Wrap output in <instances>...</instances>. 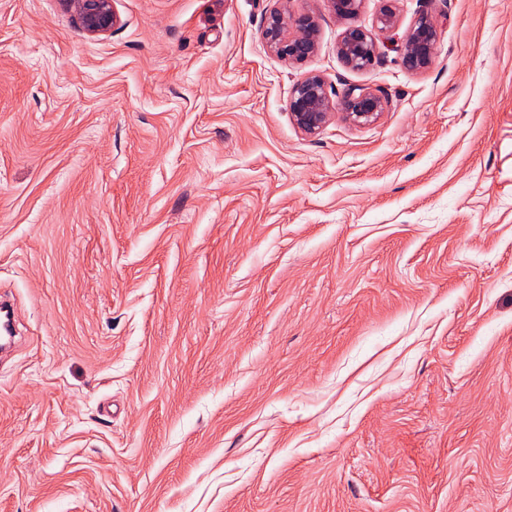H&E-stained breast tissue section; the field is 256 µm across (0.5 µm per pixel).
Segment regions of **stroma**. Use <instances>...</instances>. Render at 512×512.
<instances>
[{
  "label": "stroma",
  "instance_id": "35a3bbf8",
  "mask_svg": "<svg viewBox=\"0 0 512 512\" xmlns=\"http://www.w3.org/2000/svg\"><path fill=\"white\" fill-rule=\"evenodd\" d=\"M113 6L0 0V512H512V0H395L420 74ZM308 73L390 104L306 135ZM63 2L76 12L82 30L88 35L104 34L118 23L112 0H63ZM438 23L428 14L420 15L408 28L398 46L405 68L411 72L429 69L437 56Z\"/></svg>",
  "mask_w": 512,
  "mask_h": 512
}]
</instances>
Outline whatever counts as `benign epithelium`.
<instances>
[{
    "instance_id": "obj_1",
    "label": "benign epithelium",
    "mask_w": 512,
    "mask_h": 512,
    "mask_svg": "<svg viewBox=\"0 0 512 512\" xmlns=\"http://www.w3.org/2000/svg\"><path fill=\"white\" fill-rule=\"evenodd\" d=\"M63 2L76 12L82 30L91 36L104 34L118 23L112 0ZM328 3L336 17L346 20L358 14L363 0H328ZM396 24L392 0H386L376 17L375 28L383 34L393 30ZM263 38L269 51L277 56L293 63H304L317 51V24L309 16H294L286 10H277L267 17ZM438 45L436 19L428 14L420 15L399 45L405 68L416 73L429 69L437 56ZM337 52L348 67L366 70L379 57V43L366 29L349 26L342 33ZM331 91L326 79L318 74H308L293 85L290 117L303 133H319L335 117L337 108L349 124L366 126L374 123L389 105L388 95L380 90L349 86L338 103L332 100Z\"/></svg>"
}]
</instances>
